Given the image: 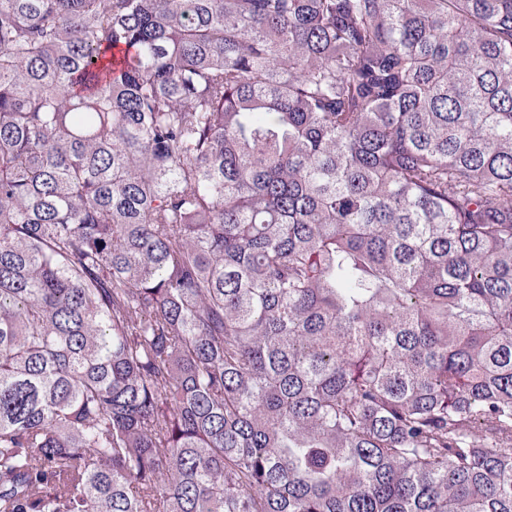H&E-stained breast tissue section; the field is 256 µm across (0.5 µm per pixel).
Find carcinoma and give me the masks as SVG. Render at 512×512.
Returning <instances> with one entry per match:
<instances>
[{"instance_id": "1", "label": "carcinoma", "mask_w": 512, "mask_h": 512, "mask_svg": "<svg viewBox=\"0 0 512 512\" xmlns=\"http://www.w3.org/2000/svg\"><path fill=\"white\" fill-rule=\"evenodd\" d=\"M512 0H0V512H512Z\"/></svg>"}]
</instances>
